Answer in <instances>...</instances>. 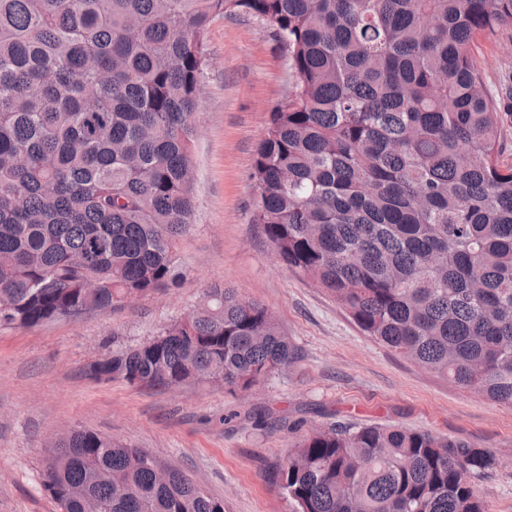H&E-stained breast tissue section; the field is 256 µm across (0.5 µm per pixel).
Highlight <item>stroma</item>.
<instances>
[{
	"label": "stroma",
	"instance_id": "1",
	"mask_svg": "<svg viewBox=\"0 0 512 512\" xmlns=\"http://www.w3.org/2000/svg\"><path fill=\"white\" fill-rule=\"evenodd\" d=\"M193 149L194 214L180 239L176 284L79 318L0 328V512H59L41 473L52 439L83 428L170 462L224 512H295L274 480L313 426H399L465 440L496 463L475 488L487 512H512V406L457 387L364 336L349 314L271 252L251 214L249 178L273 107L288 92L285 53L246 13L217 17ZM479 65L490 92H512V24L486 38ZM220 284L265 305L295 362L256 392L189 383L137 389L97 382L89 364L156 335ZM269 410L263 425L250 414Z\"/></svg>",
	"mask_w": 512,
	"mask_h": 512
}]
</instances>
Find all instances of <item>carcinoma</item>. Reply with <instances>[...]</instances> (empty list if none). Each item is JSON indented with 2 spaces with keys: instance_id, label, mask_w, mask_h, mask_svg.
I'll return each instance as SVG.
<instances>
[{
  "instance_id": "carcinoma-1",
  "label": "carcinoma",
  "mask_w": 512,
  "mask_h": 512,
  "mask_svg": "<svg viewBox=\"0 0 512 512\" xmlns=\"http://www.w3.org/2000/svg\"><path fill=\"white\" fill-rule=\"evenodd\" d=\"M270 27L288 66L250 179L274 255L363 334L512 405V165L473 45L512 0H0V327L174 282L193 218L195 107L218 16ZM297 353L216 286L91 365L137 388L249 391ZM486 449L400 427H314L276 473L296 512H486ZM143 449L74 430L45 459L60 512H224Z\"/></svg>"
}]
</instances>
